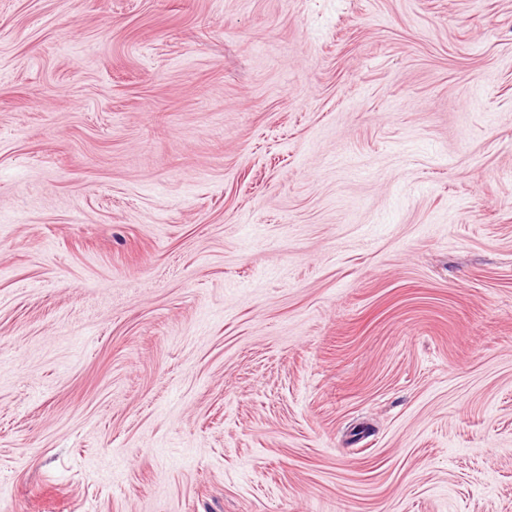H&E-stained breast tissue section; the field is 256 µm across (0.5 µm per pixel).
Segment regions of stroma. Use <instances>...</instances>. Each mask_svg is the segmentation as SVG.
<instances>
[{
    "label": "stroma",
    "instance_id": "1",
    "mask_svg": "<svg viewBox=\"0 0 512 512\" xmlns=\"http://www.w3.org/2000/svg\"><path fill=\"white\" fill-rule=\"evenodd\" d=\"M0 512H512V0H0Z\"/></svg>",
    "mask_w": 512,
    "mask_h": 512
}]
</instances>
